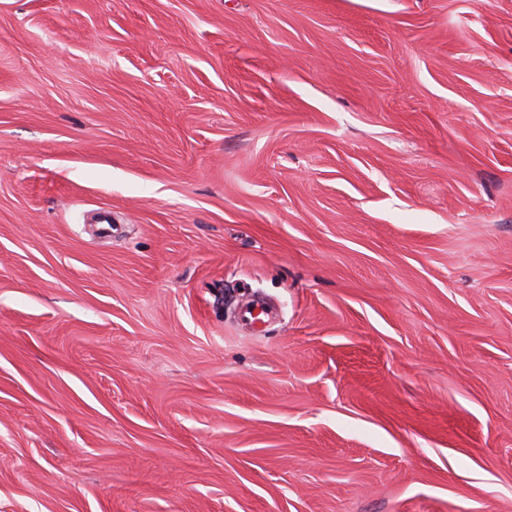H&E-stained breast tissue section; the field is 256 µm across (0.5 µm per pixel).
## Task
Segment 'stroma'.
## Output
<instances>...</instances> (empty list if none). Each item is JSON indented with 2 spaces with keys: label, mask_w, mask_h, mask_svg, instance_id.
Instances as JSON below:
<instances>
[{
  "label": "stroma",
  "mask_w": 512,
  "mask_h": 512,
  "mask_svg": "<svg viewBox=\"0 0 512 512\" xmlns=\"http://www.w3.org/2000/svg\"><path fill=\"white\" fill-rule=\"evenodd\" d=\"M0 512H512V0H0Z\"/></svg>",
  "instance_id": "obj_1"
}]
</instances>
